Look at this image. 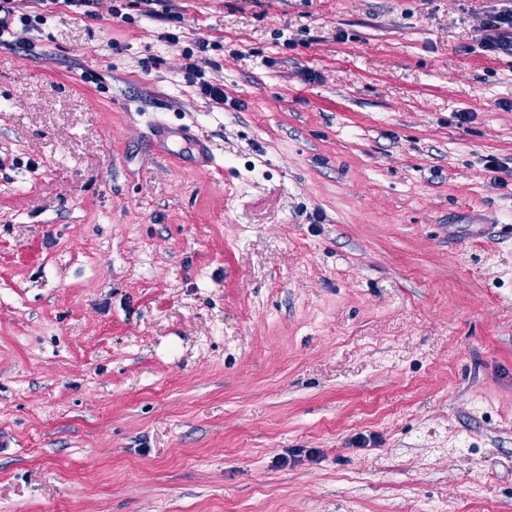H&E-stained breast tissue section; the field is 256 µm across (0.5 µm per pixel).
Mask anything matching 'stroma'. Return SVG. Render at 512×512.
I'll use <instances>...</instances> for the list:
<instances>
[{
    "label": "stroma",
    "mask_w": 512,
    "mask_h": 512,
    "mask_svg": "<svg viewBox=\"0 0 512 512\" xmlns=\"http://www.w3.org/2000/svg\"><path fill=\"white\" fill-rule=\"evenodd\" d=\"M503 2L15 0L0 512H512ZM484 34L483 45L491 53L512 55V35L503 31H512V8L492 11L485 16L482 23Z\"/></svg>",
    "instance_id": "1"
}]
</instances>
